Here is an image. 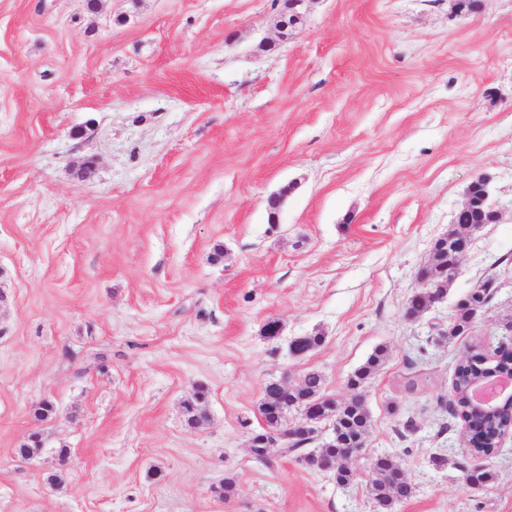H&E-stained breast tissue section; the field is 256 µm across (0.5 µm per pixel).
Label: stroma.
I'll list each match as a JSON object with an SVG mask.
<instances>
[{
	"instance_id": "obj_1",
	"label": "stroma",
	"mask_w": 512,
	"mask_h": 512,
	"mask_svg": "<svg viewBox=\"0 0 512 512\" xmlns=\"http://www.w3.org/2000/svg\"><path fill=\"white\" fill-rule=\"evenodd\" d=\"M282 4L0 0V512H375L381 453L416 487L397 512H512V434L472 487L452 411L467 348L512 342V0H308L285 38ZM481 176L501 221L406 316ZM379 346L355 482L306 465L317 442L253 458L266 383L346 400ZM443 243H438L435 246L431 263L426 268L425 277L430 284V288L416 292L407 303L406 313L409 317L417 318L447 294L448 284L452 277L449 272L454 252L448 253ZM387 350L383 346L377 347L367 360L358 367L349 379V386L352 389L362 387L370 376L378 369L386 359Z\"/></svg>"
}]
</instances>
